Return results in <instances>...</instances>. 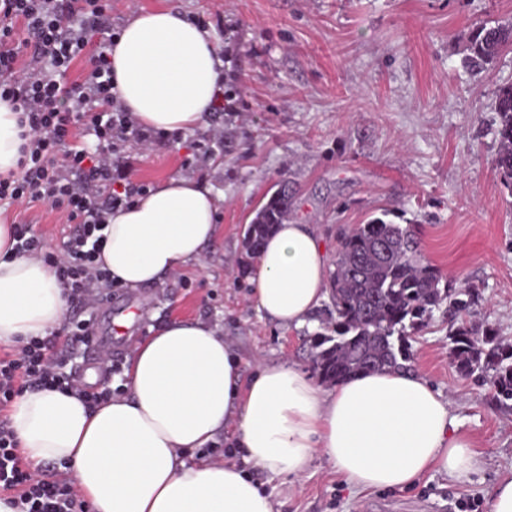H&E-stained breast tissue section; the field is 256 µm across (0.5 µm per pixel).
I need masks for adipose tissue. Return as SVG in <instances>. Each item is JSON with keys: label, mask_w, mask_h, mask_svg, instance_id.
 <instances>
[{"label": "adipose tissue", "mask_w": 512, "mask_h": 512, "mask_svg": "<svg viewBox=\"0 0 512 512\" xmlns=\"http://www.w3.org/2000/svg\"><path fill=\"white\" fill-rule=\"evenodd\" d=\"M117 94L142 128L207 123L222 85L210 31L170 6L134 13L108 50ZM24 129L0 99V177L18 174ZM218 200L202 182L168 177L108 218L96 259L137 289L202 263L217 233ZM329 257L312 225H280L253 279L257 308L303 327L329 294ZM68 295L43 258L19 252L0 217V343L21 344L61 326ZM126 392L88 405L73 391L34 389L10 426L36 466L63 463L92 512H273L237 465L186 459L233 426L255 468L302 477L315 456L357 489L411 487L436 470L460 480L480 458L458 434L451 403L418 374L373 371L326 389L287 361H241L217 325L171 320L135 342Z\"/></svg>", "instance_id": "ef3b65f1"}]
</instances>
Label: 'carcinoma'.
I'll return each mask as SVG.
<instances>
[{"label":"carcinoma","mask_w":512,"mask_h":512,"mask_svg":"<svg viewBox=\"0 0 512 512\" xmlns=\"http://www.w3.org/2000/svg\"><path fill=\"white\" fill-rule=\"evenodd\" d=\"M512 48V24L481 25L468 38L466 63L474 70L493 64ZM499 119L493 165L512 194V83L495 91ZM288 182L276 189L248 225L243 243L257 254L288 218ZM330 273L328 302L318 313L320 331L309 336L312 365L322 382L380 369L413 367L411 335L440 311L448 315L449 354L458 373L491 378L493 398L512 409V345L471 320L473 289L442 282L428 263L414 231L374 218L341 237Z\"/></svg>","instance_id":"carcinoma-1"}]
</instances>
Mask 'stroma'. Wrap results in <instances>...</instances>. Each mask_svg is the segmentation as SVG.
Wrapping results in <instances>:
<instances>
[{"label":"stroma","instance_id":"35a3bbf8","mask_svg":"<svg viewBox=\"0 0 512 512\" xmlns=\"http://www.w3.org/2000/svg\"><path fill=\"white\" fill-rule=\"evenodd\" d=\"M159 6L211 31L238 110L167 135L136 166L134 181L149 188L170 176L205 183L220 209L202 264L126 290L144 305L133 336L202 318L221 328L244 375L261 359L310 369L314 326L288 329L258 310L257 258L243 247L245 227L284 180L289 222L314 225L328 253L342 231L374 217L413 227L444 279L474 287V320L512 343V194L493 168L495 91L512 81V50L483 71L464 64L470 31L512 21V0H115L112 25ZM215 127L224 145L203 154L198 144ZM448 349L438 312L412 341L415 371L449 397L480 455L476 471L359 493L320 456L295 480L253 471L274 512H461L469 501L490 512V490L512 479V411L489 383L461 376Z\"/></svg>","mask_w":512,"mask_h":512}]
</instances>
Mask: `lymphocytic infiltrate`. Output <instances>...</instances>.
Returning <instances> with one entry per match:
<instances>
[{
    "label": "lymphocytic infiltrate",
    "mask_w": 512,
    "mask_h": 512,
    "mask_svg": "<svg viewBox=\"0 0 512 512\" xmlns=\"http://www.w3.org/2000/svg\"><path fill=\"white\" fill-rule=\"evenodd\" d=\"M111 16L112 0H0V98L20 112L30 136L21 175L0 178V204L46 203L74 224L58 255L47 252L29 224L14 225L12 234L18 251L44 256L55 267L77 305L95 301L109 282L94 266L102 231L112 210L142 192L131 179L130 147L150 140L114 91L107 54L115 36ZM94 32L100 42L91 41ZM27 49L38 71L22 64ZM80 58L84 72L69 79ZM91 136L92 148L86 144ZM93 333V320L72 317L61 331L0 354V494L15 512H87L66 472L47 477L31 467L6 413L27 389L72 387L56 346L87 341Z\"/></svg>",
    "instance_id": "lymphocytic-infiltrate-1"
}]
</instances>
